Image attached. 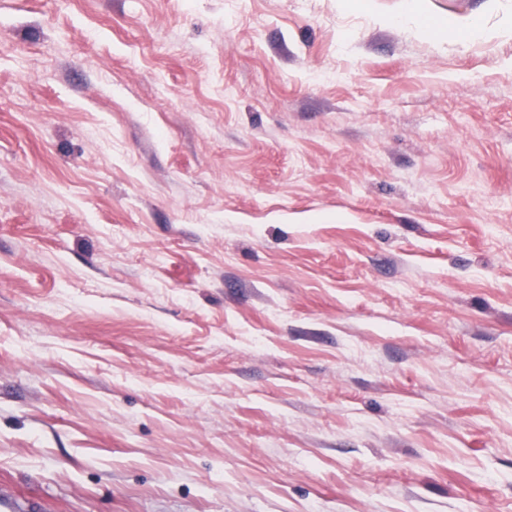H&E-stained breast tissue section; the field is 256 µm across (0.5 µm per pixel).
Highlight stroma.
<instances>
[{
    "label": "stroma",
    "mask_w": 512,
    "mask_h": 512,
    "mask_svg": "<svg viewBox=\"0 0 512 512\" xmlns=\"http://www.w3.org/2000/svg\"><path fill=\"white\" fill-rule=\"evenodd\" d=\"M400 0H0V495L512 512V36ZM450 23L448 29L462 33L470 39H482L489 35L483 13L470 15L461 20L453 18Z\"/></svg>",
    "instance_id": "1"
}]
</instances>
